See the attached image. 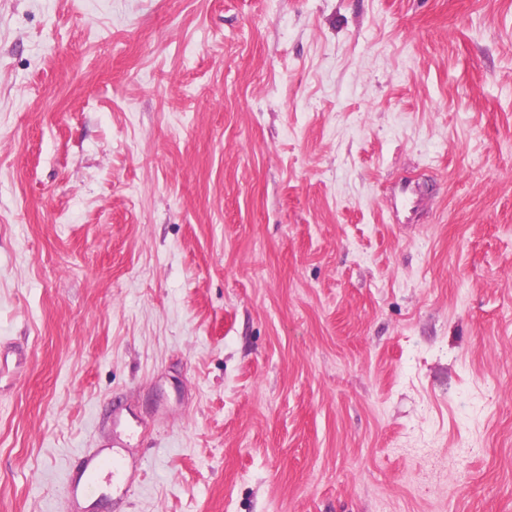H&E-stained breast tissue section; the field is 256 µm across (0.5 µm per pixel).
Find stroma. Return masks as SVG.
I'll return each instance as SVG.
<instances>
[{"mask_svg": "<svg viewBox=\"0 0 512 512\" xmlns=\"http://www.w3.org/2000/svg\"><path fill=\"white\" fill-rule=\"evenodd\" d=\"M0 512H512V0H0Z\"/></svg>", "mask_w": 512, "mask_h": 512, "instance_id": "1", "label": "stroma"}]
</instances>
